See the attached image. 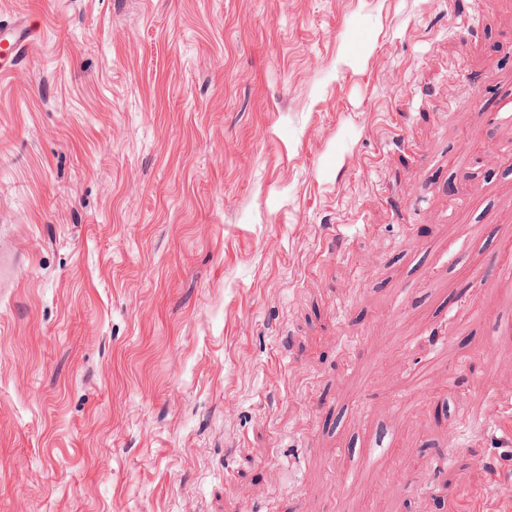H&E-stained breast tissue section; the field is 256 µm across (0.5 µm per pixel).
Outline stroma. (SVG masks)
<instances>
[{
    "label": "stroma",
    "mask_w": 512,
    "mask_h": 512,
    "mask_svg": "<svg viewBox=\"0 0 512 512\" xmlns=\"http://www.w3.org/2000/svg\"><path fill=\"white\" fill-rule=\"evenodd\" d=\"M466 3L0 0V512H512V0ZM1 35V31H0ZM32 36L31 30L23 24H14L10 28H6L1 35V41L7 42L6 49L12 50L7 57L0 58L4 62L12 63L17 54L24 48L28 39Z\"/></svg>",
    "instance_id": "obj_1"
}]
</instances>
